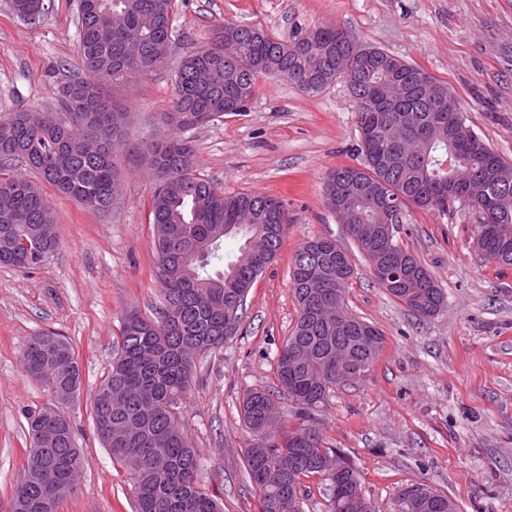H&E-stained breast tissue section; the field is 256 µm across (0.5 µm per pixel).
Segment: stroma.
<instances>
[{
    "mask_svg": "<svg viewBox=\"0 0 512 512\" xmlns=\"http://www.w3.org/2000/svg\"><path fill=\"white\" fill-rule=\"evenodd\" d=\"M45 2L42 23L30 27L0 0V116L54 105L58 83L80 71L78 0ZM220 21L284 40L323 24L342 28L447 83L475 132L512 160V0H178L166 69L122 93L128 142L151 135L182 57L205 46ZM191 138L203 178L228 194L280 199L288 215L283 244L250 288L237 333L198 356L179 413L202 460L200 480L224 512H257L244 476L251 436L239 401L247 389L276 384L277 352L297 319L294 254L319 236L352 253L345 302L384 336L367 380L336 388L319 415L326 440L359 469L375 512H391L397 490L421 481L445 492L458 512H512V267L477 252L471 208L416 210L399 229L447 296L443 311L421 322L375 282L324 200L331 169L362 163L357 106L345 84L305 94L280 79H259L246 111ZM116 159L126 180L112 211L88 210L43 185L57 252L30 273L0 265V512H8L26 462V413L49 402L21 362L27 338L39 330L72 345L84 384L70 413L88 463L59 512H133L129 476L98 439L90 402L117 353L126 312L156 316L161 299L152 176L132 152Z\"/></svg>",
    "mask_w": 512,
    "mask_h": 512,
    "instance_id": "stroma-1",
    "label": "stroma"
}]
</instances>
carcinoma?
Masks as SVG:
<instances>
[{
	"mask_svg": "<svg viewBox=\"0 0 512 512\" xmlns=\"http://www.w3.org/2000/svg\"><path fill=\"white\" fill-rule=\"evenodd\" d=\"M10 12L30 27L42 22L44 0H7ZM176 0H79V56L83 74L58 86L53 111L21 110L0 118V197L10 199V210H0V265L23 271L45 265L59 245L58 236L40 240L32 229L55 224L49 199L39 184L12 172L10 164L22 160L38 178L82 207L108 212L116 202L115 186L122 183L112 142L126 136L114 114L123 107L108 93L116 81L131 82L164 68L173 40ZM318 43L305 42L301 33L285 41L258 27L220 23L211 39L224 50L216 55L201 48L187 55L174 72V97L168 108L156 113L161 137L140 140L133 152L150 156L146 168L153 172L152 224L155 229L156 281L162 311L149 318L137 310L125 314L120 326L117 355L95 389L92 420L97 436L132 480L135 512H223L221 504L200 484L201 458L178 422L182 405L192 391L194 359L224 347L227 315L240 321L249 289L277 256L286 224L285 205L261 193L227 195L196 173L189 133L245 106L256 90L258 78L288 76V83L303 93L316 94L330 85L345 83L358 106L360 120L369 116L362 92L372 87L384 98L393 75L388 65L411 85V94L394 107L404 112L398 125L375 126V148L359 143L360 167L341 166L327 177L347 175L345 187L357 206L360 221L378 219L377 203L361 195L366 183H377L382 198L397 202L391 223L402 224L408 209L448 214L458 199L441 193L456 177L487 181L485 198L470 207L478 214L473 243L488 261L512 267V251L501 258L498 243L481 235L493 224L512 225V160L494 152L472 127L460 138L448 123L441 100L448 84L433 79V90L419 85L422 69L376 46L367 58L352 55L350 47L336 43L340 30L323 24L316 28ZM243 244L235 260L221 271H210L223 261L224 240ZM387 259L392 270L425 268L409 249L393 239ZM324 275L312 277L311 262ZM354 269L336 276V251L306 246L294 255L291 277L297 303V320L275 361L276 387L248 390L242 400V419L252 435L244 449L246 481L258 501V512H304L303 479L316 474L327 486V512H343L342 493L365 495L361 475L345 458L346 470L338 479L324 474L320 464L336 457L314 415L336 388V335L354 343L359 329L374 326L349 314L344 330L318 318L319 305L329 294H346ZM377 284L419 320L439 314L445 295L434 279L411 271L394 287ZM375 345L360 352L364 375L383 347L376 331ZM47 350L40 335L29 337L22 351L27 375L40 384L52 404L66 393L70 404L80 396L82 375L75 351L61 337ZM304 347L312 364L295 376L288 374V351ZM295 409V424L279 416V400ZM29 450L23 475L13 490L17 512H59L61 498L71 493L65 475L87 459L77 448L71 419L54 418L48 408L27 413ZM112 439H107V428ZM48 428L60 431L57 444L45 446L40 435ZM61 485L60 498L44 497L43 479ZM404 512H448V495L421 482L401 488L394 497Z\"/></svg>",
	"mask_w": 512,
	"mask_h": 512,
	"instance_id": "1",
	"label": "carcinoma"
}]
</instances>
